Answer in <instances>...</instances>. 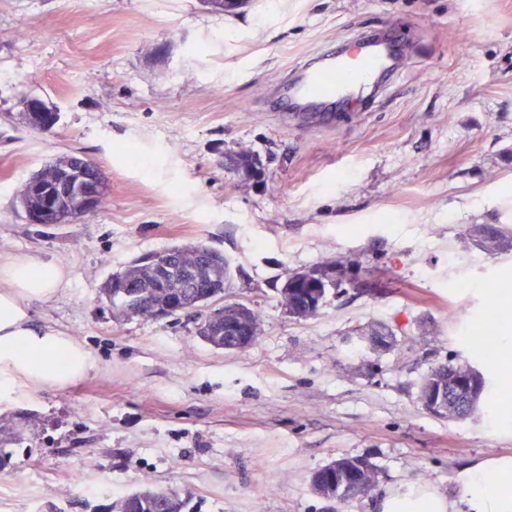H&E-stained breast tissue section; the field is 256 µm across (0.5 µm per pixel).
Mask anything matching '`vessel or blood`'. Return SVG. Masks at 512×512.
<instances>
[{"label":"vessel or blood","instance_id":"obj_1","mask_svg":"<svg viewBox=\"0 0 512 512\" xmlns=\"http://www.w3.org/2000/svg\"><path fill=\"white\" fill-rule=\"evenodd\" d=\"M397 46L396 40L374 37L353 56L336 49L323 52L274 90L278 112L284 120L305 121L345 108L394 70Z\"/></svg>","mask_w":512,"mask_h":512}]
</instances>
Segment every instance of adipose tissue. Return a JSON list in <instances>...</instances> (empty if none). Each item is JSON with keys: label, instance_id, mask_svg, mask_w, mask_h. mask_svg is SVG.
Here are the masks:
<instances>
[{"label": "adipose tissue", "instance_id": "adipose-tissue-1", "mask_svg": "<svg viewBox=\"0 0 512 512\" xmlns=\"http://www.w3.org/2000/svg\"><path fill=\"white\" fill-rule=\"evenodd\" d=\"M66 281L61 266L27 255H0V396L14 386L62 389L97 368L92 351L64 332L34 325L28 303L48 300ZM497 482L480 481L478 473L462 477L460 502L435 488L387 493L379 512H512V455L484 461Z\"/></svg>", "mask_w": 512, "mask_h": 512}]
</instances>
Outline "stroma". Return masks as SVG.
I'll return each instance as SVG.
<instances>
[{
	"label": "stroma",
	"instance_id": "35a3bbf8",
	"mask_svg": "<svg viewBox=\"0 0 512 512\" xmlns=\"http://www.w3.org/2000/svg\"><path fill=\"white\" fill-rule=\"evenodd\" d=\"M0 0V253L62 264L67 284L30 301L35 325L85 344L98 368L65 389L16 386L0 422L30 455L0 469V512H111L146 487L187 488L191 512H376L392 488L462 493L460 474L512 455L499 364L471 342L487 291L512 289V251L475 243L512 230V0ZM407 41L401 67L359 107L284 123L265 93L371 31ZM56 106L41 134L24 96ZM107 177L90 221L28 223L17 194L56 156ZM202 242L232 264L224 293L260 310L235 354L194 316L125 317L102 296L136 257ZM336 265L316 317L296 320L290 272ZM382 323L393 351L361 343ZM453 362L487 381L464 420L425 410L419 383ZM362 457L366 498L311 486ZM345 458H347L350 462L359 463L365 468V483L363 485L348 484L343 488L342 491L339 489V487H341L343 483L340 484V486H338L337 488L336 486L333 488H328V493L323 497L328 499H334L341 503H346L361 497L365 488L370 487L373 489L379 477L378 468L376 467V465L372 464L367 459L359 457Z\"/></svg>",
	"mask_w": 512,
	"mask_h": 512
}]
</instances>
